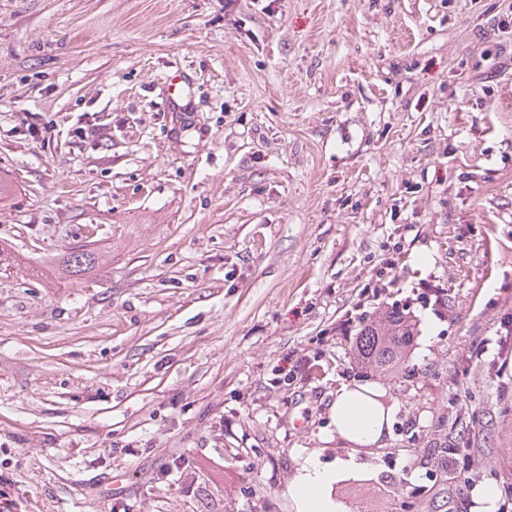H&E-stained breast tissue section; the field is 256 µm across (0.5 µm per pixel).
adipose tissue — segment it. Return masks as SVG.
Here are the masks:
<instances>
[{"label":"adipose tissue","mask_w":512,"mask_h":512,"mask_svg":"<svg viewBox=\"0 0 512 512\" xmlns=\"http://www.w3.org/2000/svg\"><path fill=\"white\" fill-rule=\"evenodd\" d=\"M331 409L337 434L362 446L381 445L393 411L381 402L377 389L367 386L339 388ZM336 475V469L318 458H307L290 486L298 512H342L330 497Z\"/></svg>","instance_id":"1"}]
</instances>
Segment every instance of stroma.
Masks as SVG:
<instances>
[{"label":"stroma","mask_w":512,"mask_h":512,"mask_svg":"<svg viewBox=\"0 0 512 512\" xmlns=\"http://www.w3.org/2000/svg\"><path fill=\"white\" fill-rule=\"evenodd\" d=\"M0 180L28 512H298L311 455L482 512L512 474V0H0ZM393 306L388 380L338 326ZM345 384L395 403L384 450L337 437ZM412 439L478 476L404 474ZM84 253L76 255L74 250L65 253L59 260V266L69 276H83L92 271L97 263L96 253L86 245Z\"/></svg>","instance_id":"1"}]
</instances>
